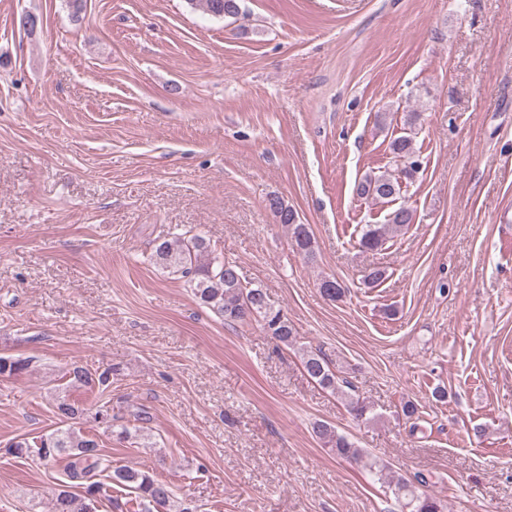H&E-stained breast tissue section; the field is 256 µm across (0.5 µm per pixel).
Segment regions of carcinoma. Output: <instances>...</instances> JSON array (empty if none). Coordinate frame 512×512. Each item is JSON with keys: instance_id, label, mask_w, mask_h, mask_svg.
Listing matches in <instances>:
<instances>
[{"instance_id": "1", "label": "carcinoma", "mask_w": 512, "mask_h": 512, "mask_svg": "<svg viewBox=\"0 0 512 512\" xmlns=\"http://www.w3.org/2000/svg\"><path fill=\"white\" fill-rule=\"evenodd\" d=\"M188 3L217 18L235 17L239 13L237 0H188ZM390 151L403 162V167L366 175L357 185L359 195L377 203H392L400 195L401 184L416 178L422 163L414 138L409 134L394 138ZM267 207L276 221L288 228L292 244L299 254L313 259L314 237L309 225L300 223L297 211L279 196L269 197ZM412 221L413 210L401 205L389 213L387 223L365 225L359 246L368 250L378 249L389 234L406 229ZM151 259L169 274L183 279L196 301L223 318L224 323H244L259 317L263 328L277 341L285 346L296 344V332L288 318L281 311L272 309L263 289L243 283L235 263L213 257L210 240L203 234L162 239L154 246ZM320 292L330 300H339L344 296L345 288L336 278L325 277L320 282ZM32 363L30 358L0 356V376L23 373ZM302 365L305 373L321 387L337 395H345V380L338 377L322 352H303ZM112 373L114 370L111 368L93 373L86 368L74 367L69 371V377L74 385L108 386ZM83 414V409L62 399L56 403L55 416L68 427H59L33 441L20 438L5 448L6 453L15 457L33 454L44 466L54 464L62 456L68 458L66 476L70 488L59 490L51 512H95V503L104 491V484L97 480V476L104 472L112 484L135 494L139 512H197V507L191 501L177 498L168 483L150 472L112 465V459L102 452L96 433L69 425ZM314 433L325 447L340 457H365L362 449L327 422H316ZM367 466L370 474L386 484L393 496L402 503V512H446L447 506L436 497L418 492L419 487L429 484L425 474L419 472L410 478L391 479L386 476L387 466L380 461L372 459Z\"/></svg>"}]
</instances>
